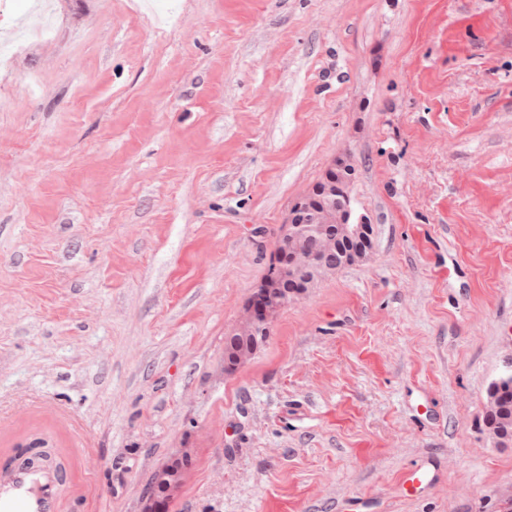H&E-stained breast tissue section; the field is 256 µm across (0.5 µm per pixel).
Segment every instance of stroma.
<instances>
[{
  "instance_id": "obj_1",
  "label": "stroma",
  "mask_w": 512,
  "mask_h": 512,
  "mask_svg": "<svg viewBox=\"0 0 512 512\" xmlns=\"http://www.w3.org/2000/svg\"><path fill=\"white\" fill-rule=\"evenodd\" d=\"M0 5V421L92 512H512V0ZM357 170L370 255L224 340L291 206ZM436 478L413 496L405 471ZM486 424L497 440L512 444V372L490 388ZM189 463L190 460L186 456L182 459L181 465L168 467L156 475L146 495L150 503L146 512H166L169 496L178 487L182 472Z\"/></svg>"
}]
</instances>
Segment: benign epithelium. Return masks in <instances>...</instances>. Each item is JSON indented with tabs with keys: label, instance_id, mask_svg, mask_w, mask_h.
Returning <instances> with one entry per match:
<instances>
[{
	"label": "benign epithelium",
	"instance_id": "1",
	"mask_svg": "<svg viewBox=\"0 0 512 512\" xmlns=\"http://www.w3.org/2000/svg\"><path fill=\"white\" fill-rule=\"evenodd\" d=\"M355 172V165L350 162L333 163L291 208L272 272L252 294L240 327L225 338L226 369H235L257 352L269 336L276 315L289 300L369 255L371 224L362 216L353 219L348 193ZM486 424L497 440L512 444V373L490 388ZM189 463L185 457L181 464L156 475L147 492V512H166L169 496Z\"/></svg>",
	"mask_w": 512,
	"mask_h": 512
}]
</instances>
